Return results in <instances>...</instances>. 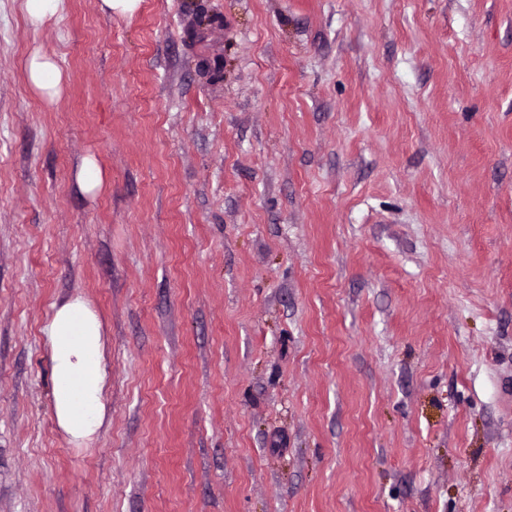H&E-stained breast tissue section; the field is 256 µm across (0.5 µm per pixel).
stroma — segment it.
<instances>
[{"label":"stroma","instance_id":"stroma-1","mask_svg":"<svg viewBox=\"0 0 512 512\" xmlns=\"http://www.w3.org/2000/svg\"><path fill=\"white\" fill-rule=\"evenodd\" d=\"M20 4L0 512H512V0ZM75 295L106 333L90 448L43 334ZM22 8L28 23L35 29L54 22L61 9L63 0H22ZM25 65L35 92L50 103L60 97L64 88L63 73L52 57L34 50L27 57ZM76 179L79 188L85 193H93L101 187L103 175L94 157L86 156L82 159Z\"/></svg>","mask_w":512,"mask_h":512}]
</instances>
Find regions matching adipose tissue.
<instances>
[{"mask_svg": "<svg viewBox=\"0 0 512 512\" xmlns=\"http://www.w3.org/2000/svg\"><path fill=\"white\" fill-rule=\"evenodd\" d=\"M32 89L47 101L63 91V73L41 51L26 59ZM49 347L53 416L67 441L91 447L104 425L108 367L103 322L92 304L80 296L54 303L43 328Z\"/></svg>", "mask_w": 512, "mask_h": 512, "instance_id": "obj_1", "label": "adipose tissue"}]
</instances>
